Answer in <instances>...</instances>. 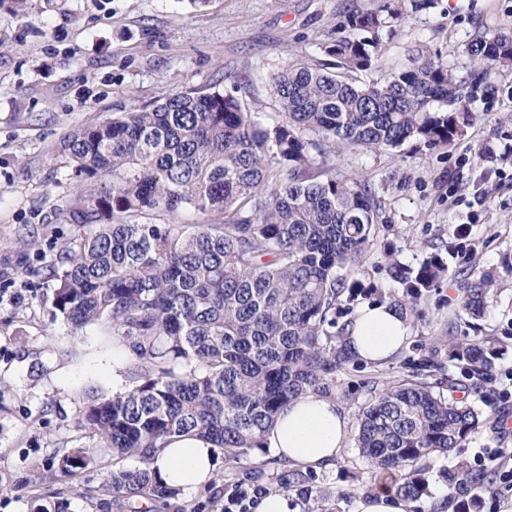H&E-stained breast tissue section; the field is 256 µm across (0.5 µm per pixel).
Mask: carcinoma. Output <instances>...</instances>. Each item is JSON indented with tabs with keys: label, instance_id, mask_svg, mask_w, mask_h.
<instances>
[{
	"label": "carcinoma",
	"instance_id": "carcinoma-1",
	"mask_svg": "<svg viewBox=\"0 0 512 512\" xmlns=\"http://www.w3.org/2000/svg\"><path fill=\"white\" fill-rule=\"evenodd\" d=\"M385 12L401 15L388 3L347 16L363 37L324 47L335 70L300 61L273 78L281 123L260 125L232 94L189 90L63 137L61 151L86 185L69 209L76 231L48 269L53 305L75 334L90 324L112 333L131 371L124 391L89 394L77 423L92 445L60 457L55 476L97 466L105 451L112 469L101 505L143 497L174 508L179 490L150 470L172 438L207 440L234 469L262 448L291 401L309 392L347 396L350 369L366 372L371 393L358 410L356 447L373 472L405 473L396 490L410 502L424 495L418 465L427 457L495 428L468 397L496 395V339H449L457 377L429 381L442 366L421 358L408 375L384 382L345 348L351 321L336 322V310L353 315L366 292L412 314L448 267L429 260L414 273L392 263L400 293L349 280L376 237V190L363 175L319 167L316 154L449 144L473 119L459 108L469 90L493 94L489 72L512 71V33H477L463 48L473 66L468 82L420 48L386 81L371 79ZM184 207L224 221L154 222ZM458 288L461 309L477 320L498 296L500 276L460 270ZM128 457L142 467H123ZM486 481L463 461L448 470L457 512L471 509L457 491Z\"/></svg>",
	"mask_w": 512,
	"mask_h": 512
}]
</instances>
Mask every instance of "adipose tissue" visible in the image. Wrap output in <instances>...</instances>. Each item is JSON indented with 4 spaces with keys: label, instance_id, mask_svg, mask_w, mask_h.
<instances>
[{
    "label": "adipose tissue",
    "instance_id": "obj_1",
    "mask_svg": "<svg viewBox=\"0 0 512 512\" xmlns=\"http://www.w3.org/2000/svg\"><path fill=\"white\" fill-rule=\"evenodd\" d=\"M409 339V326L384 305L357 310L346 337L360 359L379 364L390 360ZM351 421L336 399L309 393L289 403L263 437L264 447L294 466L319 469L341 454ZM153 470L169 485L194 491L207 485L216 469V449L196 437H181L157 453Z\"/></svg>",
    "mask_w": 512,
    "mask_h": 512
}]
</instances>
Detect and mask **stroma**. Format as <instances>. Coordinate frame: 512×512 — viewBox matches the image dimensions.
I'll list each match as a JSON object with an SVG mask.
<instances>
[{
    "label": "stroma",
    "mask_w": 512,
    "mask_h": 512,
    "mask_svg": "<svg viewBox=\"0 0 512 512\" xmlns=\"http://www.w3.org/2000/svg\"><path fill=\"white\" fill-rule=\"evenodd\" d=\"M386 0H25L17 14L0 13V512H31L35 498H63L66 512H103L96 491L111 460L65 479L53 460L90 446L77 426L85 392L104 394L129 384L130 357L115 339L91 325L71 336L52 304L46 276L74 227L72 195L83 180L58 153L69 131L97 124L172 93L198 89L235 95L265 125L283 118L272 77L296 61H325L321 48L345 36L355 11ZM512 32V0H435L433 8L388 20L380 33L385 80L403 48L423 47L440 64L468 79L463 47L476 31ZM499 92L475 91L467 125L453 144H409L370 152L323 151L320 166L371 179L381 200L374 246L350 274L362 285L395 289L389 259L416 268L443 253L457 225L470 227L466 257L421 298L409 318L407 344L380 365L385 380L409 372L408 360L430 357L451 371L448 337L491 335L504 344L496 361L498 416L512 421V275L480 321L457 304V274L497 271L512 253V72L492 74ZM487 157L476 162L477 148ZM503 449L502 469L489 470L478 512H512L503 469H512V429L478 430L459 453L434 454L424 464L428 484L419 512H456L443 494L458 460L480 469L487 449ZM384 479L372 473L347 441L327 468L292 469L269 449L252 452L235 473L217 466L213 485L181 493L183 512H220L237 486L288 495L295 512H312L320 490L324 512H355L357 501Z\"/></svg>",
    "instance_id": "obj_1"
}]
</instances>
